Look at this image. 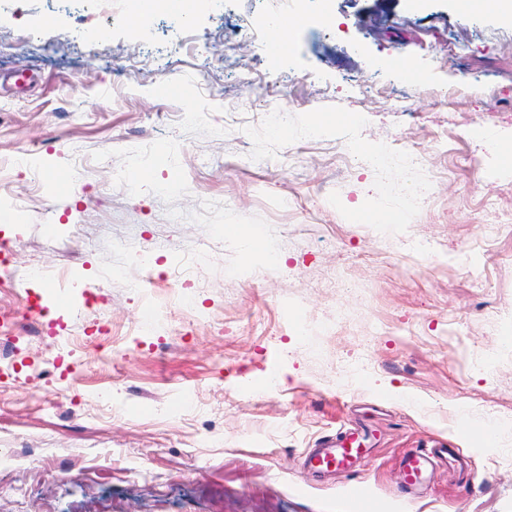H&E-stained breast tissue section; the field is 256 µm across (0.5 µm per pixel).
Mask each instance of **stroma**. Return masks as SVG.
<instances>
[{"instance_id": "35a3bbf8", "label": "stroma", "mask_w": 512, "mask_h": 512, "mask_svg": "<svg viewBox=\"0 0 512 512\" xmlns=\"http://www.w3.org/2000/svg\"><path fill=\"white\" fill-rule=\"evenodd\" d=\"M127 13L0 0V246L47 272L0 295L21 334L0 345V512H331L354 484L380 512H512V18ZM228 224L278 228L276 262ZM191 258L208 288L178 280ZM359 419L367 462L304 471ZM436 440L456 462L406 499L401 458Z\"/></svg>"}]
</instances>
